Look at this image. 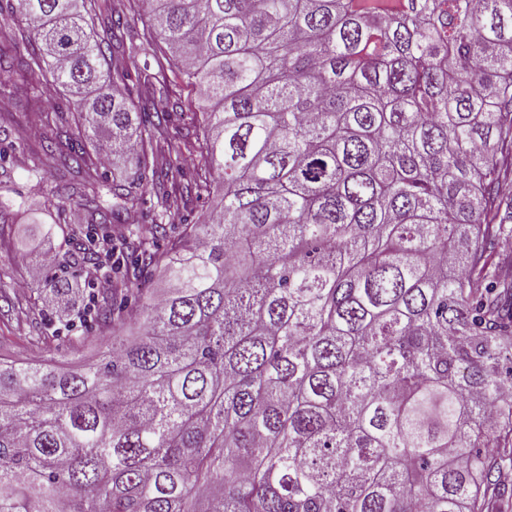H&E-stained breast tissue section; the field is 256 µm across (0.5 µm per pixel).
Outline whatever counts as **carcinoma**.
I'll return each instance as SVG.
<instances>
[{"label": "carcinoma", "mask_w": 512, "mask_h": 512, "mask_svg": "<svg viewBox=\"0 0 512 512\" xmlns=\"http://www.w3.org/2000/svg\"><path fill=\"white\" fill-rule=\"evenodd\" d=\"M12 0L10 77L62 87L44 159L151 236L80 322L96 360H0V512H502L512 462V0ZM156 68L131 79L133 45ZM192 86L202 137L169 134ZM105 145L108 179L87 146ZM223 195L184 236L178 201ZM166 240L165 247L157 244ZM43 274L56 298L83 264ZM156 269L164 294L131 280ZM134 191L137 192V197L140 199L139 204L126 211L118 221L109 224L108 233L110 231L112 232L113 244L119 245V241L122 240L124 236H127L128 228L130 227L138 226L142 228L143 231H146V233L150 230V224L146 218V208L149 207L150 199L152 198L151 188L140 187L134 189ZM134 213L137 215V222L133 224L130 217Z\"/></svg>", "instance_id": "obj_1"}]
</instances>
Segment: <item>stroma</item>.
<instances>
[{
  "label": "stroma",
  "mask_w": 512,
  "mask_h": 512,
  "mask_svg": "<svg viewBox=\"0 0 512 512\" xmlns=\"http://www.w3.org/2000/svg\"><path fill=\"white\" fill-rule=\"evenodd\" d=\"M29 84L8 82L0 87V99L7 110L0 111V142L10 145L6 162L0 163V195L23 197L32 208L41 210L42 221L28 223L13 210L0 212V357L17 362L46 360L68 364L78 356H92L112 341L111 328H87L67 322L64 311L53 309L44 290L28 276V269L42 253L63 256L65 238L80 239L87 227L85 212L78 203L56 209L46 206L51 188L60 179L76 181V174L60 176L44 167L34 177L29 169L41 152V145L52 129L46 115L26 111ZM58 332L51 345L34 344V337ZM84 337L81 352H73L66 339Z\"/></svg>",
  "instance_id": "obj_1"
}]
</instances>
